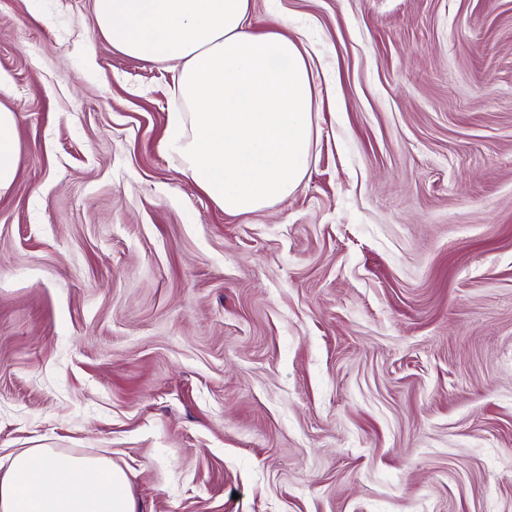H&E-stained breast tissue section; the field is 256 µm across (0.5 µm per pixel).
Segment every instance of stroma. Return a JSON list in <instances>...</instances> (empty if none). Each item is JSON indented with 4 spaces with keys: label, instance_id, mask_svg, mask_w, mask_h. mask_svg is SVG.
Listing matches in <instances>:
<instances>
[{
    "label": "stroma",
    "instance_id": "1",
    "mask_svg": "<svg viewBox=\"0 0 512 512\" xmlns=\"http://www.w3.org/2000/svg\"><path fill=\"white\" fill-rule=\"evenodd\" d=\"M317 95L298 190L228 214L178 71L91 0H0V456L105 454L138 512H512V0H251ZM15 130V113L0 103V197L9 192L18 171L19 144Z\"/></svg>",
    "mask_w": 512,
    "mask_h": 512
}]
</instances>
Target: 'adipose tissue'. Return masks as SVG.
<instances>
[{
    "label": "adipose tissue",
    "mask_w": 512,
    "mask_h": 512,
    "mask_svg": "<svg viewBox=\"0 0 512 512\" xmlns=\"http://www.w3.org/2000/svg\"><path fill=\"white\" fill-rule=\"evenodd\" d=\"M113 48L176 63L188 109L170 115L165 149L225 212H253L304 181L316 85L305 50L255 35L250 0H93ZM16 116L0 104V197L18 171ZM0 512H137L126 472L104 455L22 448L0 457Z\"/></svg>",
    "instance_id": "ef3b65f1"
}]
</instances>
